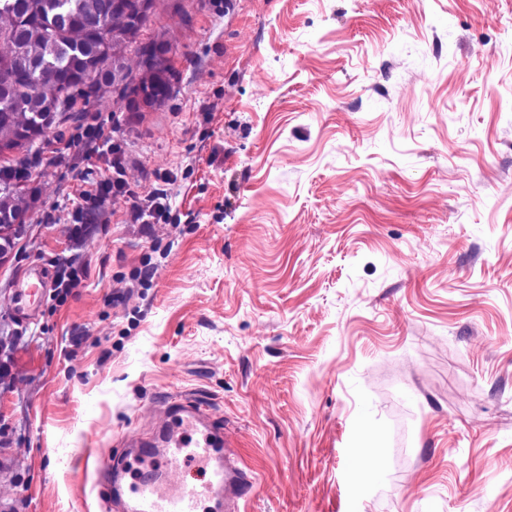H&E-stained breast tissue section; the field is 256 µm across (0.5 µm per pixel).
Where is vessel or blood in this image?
Segmentation results:
<instances>
[{"label": "vessel or blood", "instance_id": "vessel-or-blood-1", "mask_svg": "<svg viewBox=\"0 0 512 512\" xmlns=\"http://www.w3.org/2000/svg\"><path fill=\"white\" fill-rule=\"evenodd\" d=\"M49 288L48 273L42 265H31L19 280L11 300V310L21 324L38 317ZM170 423L160 427L149 439L136 445L133 454L139 459L193 458L203 470L201 484L174 486L166 469L148 468L134 482H126V458L108 459L96 468L101 491L112 496L122 512H199L210 503L212 512H237L239 502L251 490L246 471L229 461L230 441L223 428L195 406L176 403L170 408ZM202 438L190 441L191 431Z\"/></svg>", "mask_w": 512, "mask_h": 512}]
</instances>
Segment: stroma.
Masks as SVG:
<instances>
[{"mask_svg":"<svg viewBox=\"0 0 512 512\" xmlns=\"http://www.w3.org/2000/svg\"><path fill=\"white\" fill-rule=\"evenodd\" d=\"M142 38L173 97L103 87L20 183L0 512H119L97 462L175 401L227 428L240 512H512V0H159ZM92 115L130 193L78 242ZM32 263L82 282L23 329ZM148 205L141 206L133 203L131 206V219L133 222L145 223V217L162 216L170 207V199L162 190H156L147 199Z\"/></svg>","mask_w":512,"mask_h":512,"instance_id":"1","label":"stroma"}]
</instances>
